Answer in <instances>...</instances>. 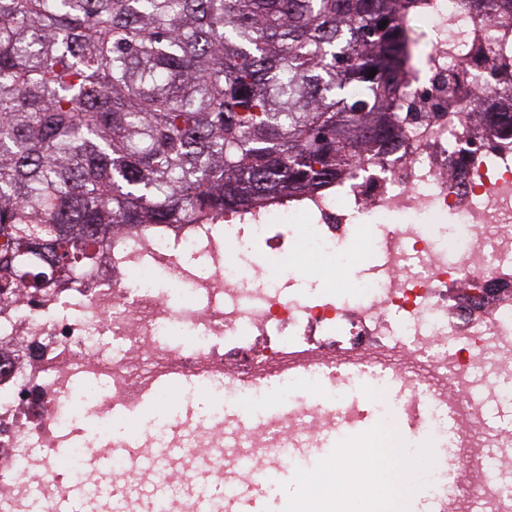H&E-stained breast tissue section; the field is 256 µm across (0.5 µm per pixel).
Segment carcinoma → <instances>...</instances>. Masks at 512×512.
<instances>
[{
    "mask_svg": "<svg viewBox=\"0 0 512 512\" xmlns=\"http://www.w3.org/2000/svg\"><path fill=\"white\" fill-rule=\"evenodd\" d=\"M401 2L0 0V292L395 144Z\"/></svg>",
    "mask_w": 512,
    "mask_h": 512,
    "instance_id": "carcinoma-1",
    "label": "carcinoma"
}]
</instances>
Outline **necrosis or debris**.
<instances>
[{"mask_svg": "<svg viewBox=\"0 0 512 512\" xmlns=\"http://www.w3.org/2000/svg\"><path fill=\"white\" fill-rule=\"evenodd\" d=\"M403 12L432 38L401 66L396 150L309 193L114 231L83 281L0 296V512H49L61 464L96 490L87 460L97 437L111 433L116 448L127 437L109 409L141 418L149 392L167 406L162 381L174 374L225 383L207 427L182 447L270 482L265 458L288 462L351 415L335 379L355 361L409 375L418 389L401 408L412 418L456 393L455 446L483 478L465 489L440 476L444 512H466L470 499L512 512V430L489 424L512 397L484 382L512 376V134L482 118L512 110V0H406ZM365 255L368 268L338 291ZM313 259L324 262L326 295L289 294L295 269ZM300 366L322 384L319 403L291 378ZM229 403L247 415L226 422ZM228 432L249 461L225 452ZM494 445L503 456L485 455Z\"/></svg>", "mask_w": 512, "mask_h": 512, "instance_id": "1", "label": "necrosis or debris"}]
</instances>
